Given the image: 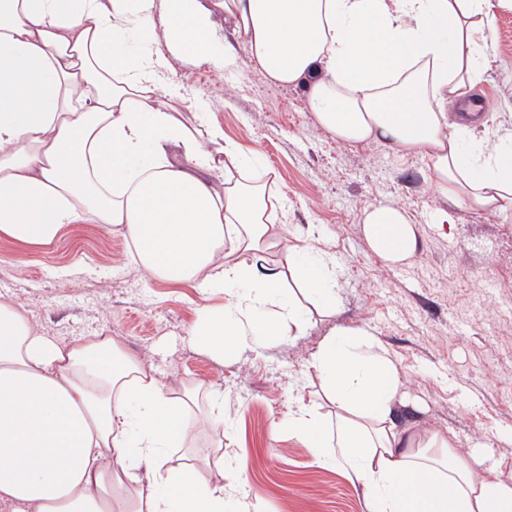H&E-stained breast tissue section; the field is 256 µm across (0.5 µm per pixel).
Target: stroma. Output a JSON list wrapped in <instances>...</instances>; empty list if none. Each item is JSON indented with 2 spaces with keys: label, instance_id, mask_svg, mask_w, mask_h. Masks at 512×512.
<instances>
[{
  "label": "stroma",
  "instance_id": "35a3bbf8",
  "mask_svg": "<svg viewBox=\"0 0 512 512\" xmlns=\"http://www.w3.org/2000/svg\"><path fill=\"white\" fill-rule=\"evenodd\" d=\"M478 45L488 60L474 91L488 99L483 130L512 141V9L495 11ZM235 51L232 72L168 53L164 78L182 87L186 122L205 106L251 178L287 199V210L273 213L284 242L273 259L302 238L334 260L335 309L304 300L302 331L217 360L188 332L205 308L226 304L224 294L147 278L133 265L130 239L97 224L73 225L41 246L0 237V298L21 304L58 341L119 338L167 388L199 383L223 399L224 512H371L361 487L287 428L302 409L333 413L312 361L342 327L366 330L395 357L398 428L446 434L458 449H483L511 467L512 209L450 203L422 156L337 142L302 86L267 81L243 45ZM380 202L403 208L417 227L409 264L386 267L363 238L361 215Z\"/></svg>",
  "mask_w": 512,
  "mask_h": 512
}]
</instances>
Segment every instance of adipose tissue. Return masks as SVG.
<instances>
[{"mask_svg":"<svg viewBox=\"0 0 512 512\" xmlns=\"http://www.w3.org/2000/svg\"><path fill=\"white\" fill-rule=\"evenodd\" d=\"M0 0V236L47 245L71 224L125 232L153 279L229 297L191 340L216 358L300 330L285 284L336 306L331 257L311 241L269 260L280 234L265 188L215 173L242 155L213 126L199 142L174 112L165 49L224 69L214 11L266 78L302 85L337 142H380L427 161L446 198L512 209V143L448 111L486 64L477 38L512 0ZM371 252L409 263L416 227L397 207L362 216ZM313 368L332 417L288 421L320 462L360 484L371 512H512V475L445 435H402L395 360L370 333L339 328ZM201 388L167 389L112 336L61 344L0 300V512H224L223 418ZM211 453L190 452L199 433ZM183 449L171 464L168 449Z\"/></svg>","mask_w":512,"mask_h":512,"instance_id":"obj_1","label":"adipose tissue"}]
</instances>
